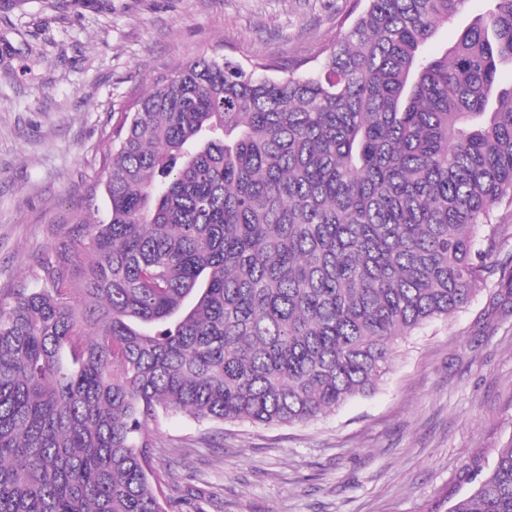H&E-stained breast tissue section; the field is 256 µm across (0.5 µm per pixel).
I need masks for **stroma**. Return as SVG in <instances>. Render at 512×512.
<instances>
[{
	"instance_id": "obj_1",
	"label": "stroma",
	"mask_w": 512,
	"mask_h": 512,
	"mask_svg": "<svg viewBox=\"0 0 512 512\" xmlns=\"http://www.w3.org/2000/svg\"><path fill=\"white\" fill-rule=\"evenodd\" d=\"M354 0H0V298L106 217L102 160L121 113L201 56L291 63L330 45ZM512 292L499 275L400 340L377 388L302 424L152 430L190 512H448L466 467L512 441Z\"/></svg>"
}]
</instances>
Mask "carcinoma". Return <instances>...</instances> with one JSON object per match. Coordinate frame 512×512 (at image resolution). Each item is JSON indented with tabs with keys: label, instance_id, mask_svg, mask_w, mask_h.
<instances>
[{
	"label": "carcinoma",
	"instance_id": "obj_1",
	"mask_svg": "<svg viewBox=\"0 0 512 512\" xmlns=\"http://www.w3.org/2000/svg\"><path fill=\"white\" fill-rule=\"evenodd\" d=\"M320 63L201 57L123 113L106 219L0 298V512H183L162 417L294 425L470 304L512 207V0H363ZM448 512H512V442ZM485 7L484 0H471L470 13L448 24L447 27L441 28L435 38L427 44L426 51L434 55L442 52L446 47L452 46L457 39L459 28L473 15L483 12Z\"/></svg>",
	"mask_w": 512,
	"mask_h": 512
}]
</instances>
